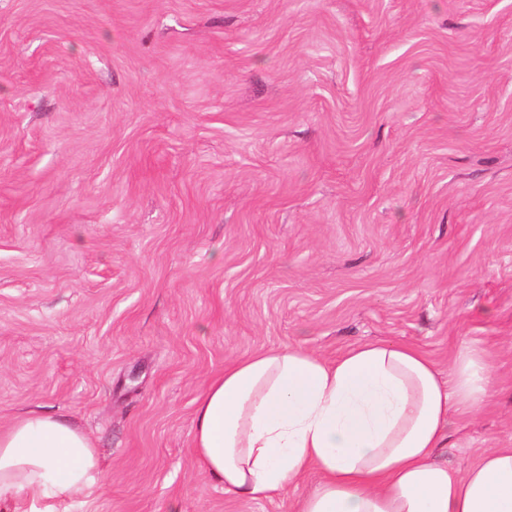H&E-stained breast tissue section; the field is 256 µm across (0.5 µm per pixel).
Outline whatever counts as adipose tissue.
Masks as SVG:
<instances>
[{
  "instance_id": "1",
  "label": "adipose tissue",
  "mask_w": 512,
  "mask_h": 512,
  "mask_svg": "<svg viewBox=\"0 0 512 512\" xmlns=\"http://www.w3.org/2000/svg\"><path fill=\"white\" fill-rule=\"evenodd\" d=\"M483 355L461 348L448 382L419 347L355 345L328 360L300 346L237 359L196 400L193 457L225 492L272 499L318 475L296 512H512V448L464 471L436 462L456 410L491 394ZM101 488L91 439L31 410L0 426V512H67Z\"/></svg>"
}]
</instances>
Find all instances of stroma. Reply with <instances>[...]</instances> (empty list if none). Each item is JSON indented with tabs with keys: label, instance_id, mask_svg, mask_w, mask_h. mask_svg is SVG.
I'll use <instances>...</instances> for the list:
<instances>
[{
	"label": "stroma",
	"instance_id": "35a3bbf8",
	"mask_svg": "<svg viewBox=\"0 0 512 512\" xmlns=\"http://www.w3.org/2000/svg\"><path fill=\"white\" fill-rule=\"evenodd\" d=\"M382 340L496 390L512 446V0H0V424L93 441L69 512H294L192 455L245 354Z\"/></svg>",
	"mask_w": 512,
	"mask_h": 512
}]
</instances>
